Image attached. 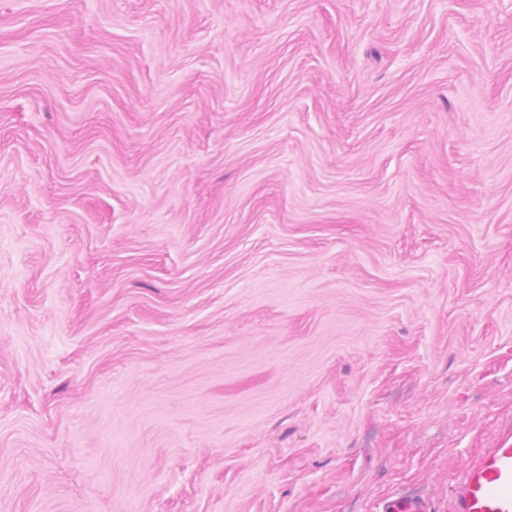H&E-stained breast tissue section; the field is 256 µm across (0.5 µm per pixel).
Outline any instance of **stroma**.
Listing matches in <instances>:
<instances>
[{"label": "stroma", "mask_w": 512, "mask_h": 512, "mask_svg": "<svg viewBox=\"0 0 512 512\" xmlns=\"http://www.w3.org/2000/svg\"><path fill=\"white\" fill-rule=\"evenodd\" d=\"M512 437V0H0V512H378Z\"/></svg>", "instance_id": "1"}]
</instances>
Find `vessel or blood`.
<instances>
[{
  "label": "vessel or blood",
  "mask_w": 512,
  "mask_h": 512,
  "mask_svg": "<svg viewBox=\"0 0 512 512\" xmlns=\"http://www.w3.org/2000/svg\"><path fill=\"white\" fill-rule=\"evenodd\" d=\"M380 512H512V442L471 457L442 509L426 495L400 493L385 498Z\"/></svg>",
  "instance_id": "b4317fda"
}]
</instances>
